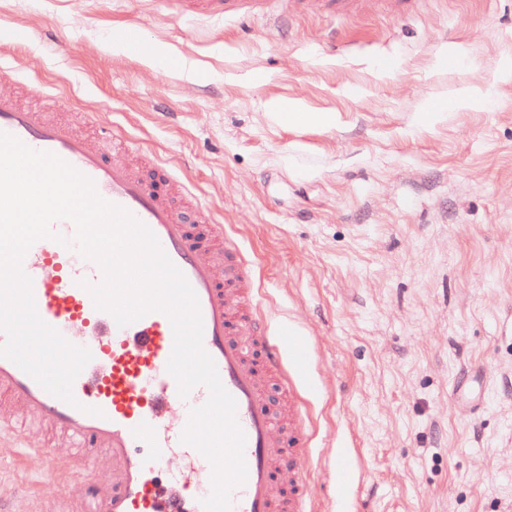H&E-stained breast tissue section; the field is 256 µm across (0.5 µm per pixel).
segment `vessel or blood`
<instances>
[{"mask_svg":"<svg viewBox=\"0 0 512 512\" xmlns=\"http://www.w3.org/2000/svg\"><path fill=\"white\" fill-rule=\"evenodd\" d=\"M269 0H169L180 18L246 20L267 13ZM14 71L0 64V132L36 151L53 153L92 180L99 196L126 209L146 225L194 290L203 323V348L212 357L224 388L236 401V418L246 443L245 482L231 493V512H313V490L302 456L308 446L307 408L288 404V425L276 426L266 377L282 387L292 329L271 326L255 304L254 274L237 242L197 204L192 184L160 159L135 167L113 152L120 137L98 113L86 121L98 140L90 142L72 124L23 107L11 85ZM22 268L32 281L40 318L66 340H78L91 360L74 379V403L50 394L14 362L0 357V446L12 447L13 410L35 416L65 434L82 454L53 446L21 444V459H39L62 492L79 488L72 512H204L211 491V464L182 441L191 409L205 404L206 386L180 396L168 373L174 336L167 315L151 312L119 326L98 309L82 281L102 280L99 265L50 239L36 241ZM177 461L167 493L157 473Z\"/></svg>","mask_w":512,"mask_h":512,"instance_id":"obj_1","label":"vessel or blood"}]
</instances>
